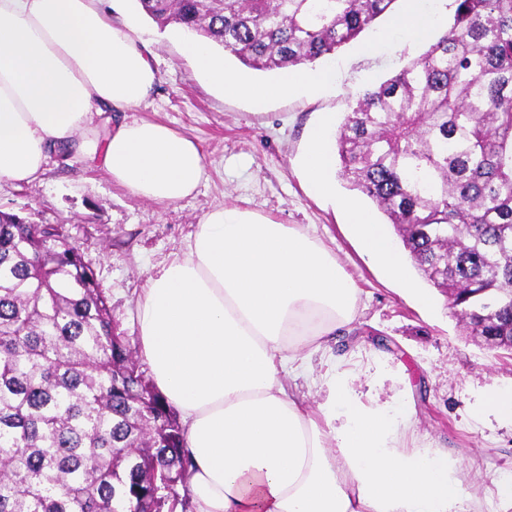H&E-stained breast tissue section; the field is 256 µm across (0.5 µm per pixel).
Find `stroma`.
Returning a JSON list of instances; mask_svg holds the SVG:
<instances>
[{
  "mask_svg": "<svg viewBox=\"0 0 512 512\" xmlns=\"http://www.w3.org/2000/svg\"><path fill=\"white\" fill-rule=\"evenodd\" d=\"M112 14L127 23L138 43L148 45L159 75L150 95L124 118L155 120L198 142L205 176L196 192L173 205L141 200L90 162L67 164L54 155L41 181H0V209L32 224L65 226L96 273L113 325L133 346L135 302L149 274L179 251L205 213L235 204L315 230L360 290L355 320L338 330L331 346L361 403L407 401L415 430L408 447L470 465L465 512H512L493 485L497 478L512 479V422L475 413L490 385L512 383V356L466 336L446 297L421 274L413 279L429 295L427 305L362 255L346 212L334 200L352 199L367 210L371 202L339 178L335 198L317 196L301 168L310 130L325 115L343 118L366 88L419 57L426 41L379 21L332 55V90L278 96L257 111L245 97L214 85L183 55L179 26H158L134 0H115Z\"/></svg>",
  "mask_w": 512,
  "mask_h": 512,
  "instance_id": "obj_1",
  "label": "stroma"
}]
</instances>
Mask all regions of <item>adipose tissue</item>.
I'll list each match as a JSON object with an SVG mask.
<instances>
[{
	"label": "adipose tissue",
	"mask_w": 512,
	"mask_h": 512,
	"mask_svg": "<svg viewBox=\"0 0 512 512\" xmlns=\"http://www.w3.org/2000/svg\"><path fill=\"white\" fill-rule=\"evenodd\" d=\"M184 53L210 81L263 109L277 95L322 90L327 71L249 84L208 44ZM102 0H0V181L40 180L66 145L133 196L175 204L198 188L205 158L192 138L150 120L113 122L144 101L158 73ZM326 133L310 136L306 178L330 187ZM363 251L404 287L408 265L356 207ZM359 292L319 237L250 210L206 213L184 248L152 272L135 302L140 354L185 432L192 512H463V462L406 450L402 405L362 404L329 370L309 407L288 385L306 358L330 353L357 315Z\"/></svg>",
	"instance_id": "1"
}]
</instances>
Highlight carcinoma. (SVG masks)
Returning <instances> with one entry per match:
<instances>
[{
    "label": "carcinoma",
    "instance_id": "obj_1",
    "mask_svg": "<svg viewBox=\"0 0 512 512\" xmlns=\"http://www.w3.org/2000/svg\"><path fill=\"white\" fill-rule=\"evenodd\" d=\"M255 70L332 56L399 0H136ZM420 57L336 133L340 176L391 224L469 335L512 337V0H452ZM176 413L62 224L0 211V512H176Z\"/></svg>",
    "mask_w": 512,
    "mask_h": 512
}]
</instances>
